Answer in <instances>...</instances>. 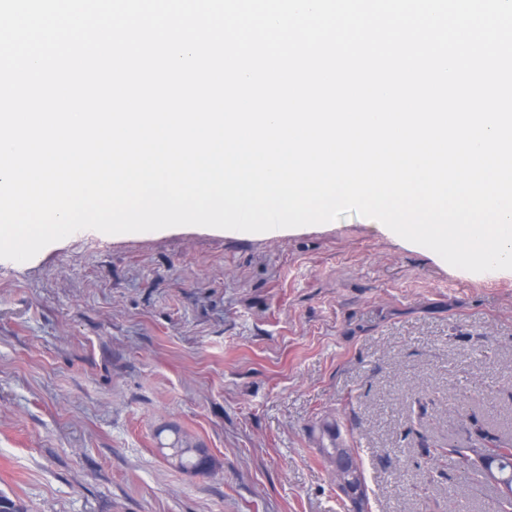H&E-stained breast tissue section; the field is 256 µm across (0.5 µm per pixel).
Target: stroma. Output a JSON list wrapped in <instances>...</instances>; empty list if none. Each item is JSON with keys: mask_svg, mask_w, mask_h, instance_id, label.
<instances>
[{"mask_svg": "<svg viewBox=\"0 0 512 512\" xmlns=\"http://www.w3.org/2000/svg\"><path fill=\"white\" fill-rule=\"evenodd\" d=\"M328 417L369 512H494L444 450L512 438V271L355 213L0 259V492L27 512H351L312 435ZM178 433L213 471L164 459Z\"/></svg>", "mask_w": 512, "mask_h": 512, "instance_id": "stroma-1", "label": "stroma"}]
</instances>
